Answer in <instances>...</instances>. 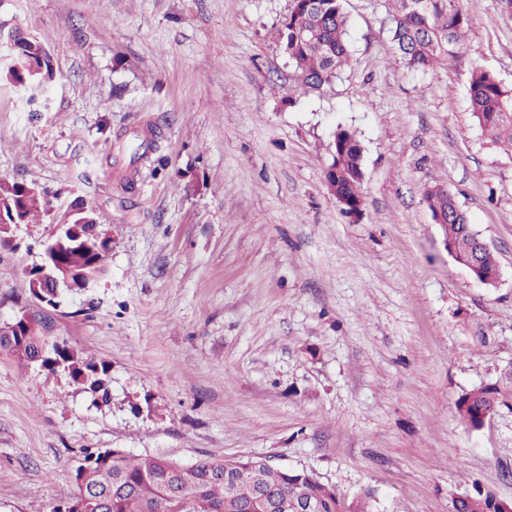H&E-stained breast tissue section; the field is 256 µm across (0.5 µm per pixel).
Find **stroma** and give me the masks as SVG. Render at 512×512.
Returning a JSON list of instances; mask_svg holds the SVG:
<instances>
[{"instance_id": "1", "label": "stroma", "mask_w": 512, "mask_h": 512, "mask_svg": "<svg viewBox=\"0 0 512 512\" xmlns=\"http://www.w3.org/2000/svg\"><path fill=\"white\" fill-rule=\"evenodd\" d=\"M351 63L297 89L277 32L292 0H0L52 56L47 107L0 82V181L82 198L112 240L106 273L58 307L26 267L51 227L0 249V322L25 309L110 367L99 405L64 371L0 351V512H53L84 450L190 465L254 456L314 471L371 512H453L474 487L512 501V411L477 431L455 402L512 361V152L469 111L473 70L512 88V7L461 0L464 44L406 67L393 0H342ZM153 127L126 188L119 144ZM363 146V206L324 183L336 127ZM455 195L499 266L480 283L424 200Z\"/></svg>"}]
</instances>
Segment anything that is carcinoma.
<instances>
[{
    "mask_svg": "<svg viewBox=\"0 0 512 512\" xmlns=\"http://www.w3.org/2000/svg\"><path fill=\"white\" fill-rule=\"evenodd\" d=\"M390 27L391 41L407 67L430 70L448 59L451 49L464 37L468 14L459 0H395ZM348 16L340 0H294L287 21L278 30V43L302 90L319 89L332 83L350 63L347 42ZM11 64L0 65V80L13 85L45 83L53 76L48 50L32 38H19L9 49ZM470 112L474 122L493 143L512 148V89L504 87L491 73L476 69L469 81ZM363 146L348 128L334 132L332 161L324 179L327 190L347 215L360 211L363 203ZM424 199L431 215L442 220L448 254L459 264L479 255L474 276L486 285L498 279V265L488 248H479V235L467 214H457L455 196L444 185L425 188ZM76 224L80 229L96 226L92 211L82 208L72 215L62 212L51 217L50 202L37 188L24 183H0V224ZM111 251L110 240L97 241L74 235L59 260L78 271L90 284L103 274ZM46 339L35 320L20 336H1L0 350L33 366L31 359L39 341ZM60 366L73 382L87 387L109 402V368L106 363L84 360L66 343L57 351ZM512 410V363L487 384L463 392L456 401L457 415L470 430H478L500 409ZM243 484L241 495L231 496L218 473L224 461L201 459L180 475L177 463L156 456H133L118 448L87 451L74 470L75 482L85 489L71 498L77 512H101L99 498L107 495V512H246L245 499L251 488H264L293 502L309 499L317 512H367L360 498L348 500L336 488L307 470L270 467L257 458L234 460ZM454 512H512V502L499 499L492 491L476 488L459 496Z\"/></svg>",
    "mask_w": 512,
    "mask_h": 512,
    "instance_id": "carcinoma-1",
    "label": "carcinoma"
}]
</instances>
